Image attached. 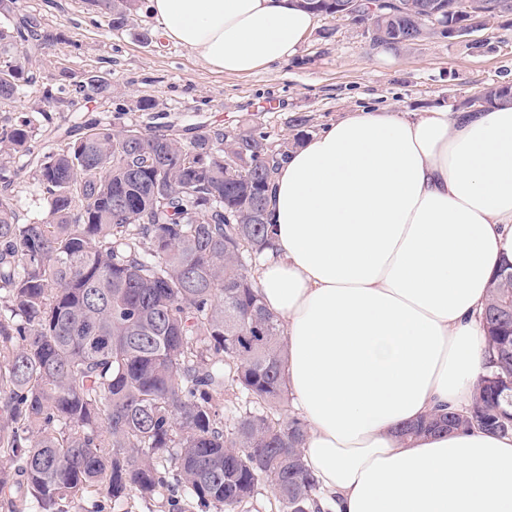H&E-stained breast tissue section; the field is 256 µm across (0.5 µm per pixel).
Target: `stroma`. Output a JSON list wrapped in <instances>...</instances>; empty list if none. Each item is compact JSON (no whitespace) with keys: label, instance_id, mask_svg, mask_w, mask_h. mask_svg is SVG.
Returning <instances> with one entry per match:
<instances>
[{"label":"stroma","instance_id":"1","mask_svg":"<svg viewBox=\"0 0 512 512\" xmlns=\"http://www.w3.org/2000/svg\"><path fill=\"white\" fill-rule=\"evenodd\" d=\"M18 5L56 36L41 55L25 61L39 82H56L63 72L76 82L94 72L114 88L111 99L80 100L76 111L47 117L31 109L37 96L32 86L14 104L1 106L0 126L29 112L36 133L32 145L40 152L59 147L61 132L90 117L144 130L181 131L198 123L222 127L228 135L258 129L276 148L296 134L293 121L299 117L306 119L304 131L311 137L355 108L453 111L485 87L512 84V17L489 29V46L479 52L453 39L428 37L408 50L385 53L345 19L320 15L295 56L235 76L212 70L190 50L165 40L144 0L120 31L112 30L88 0H18ZM146 97L157 101L155 110L137 109ZM14 204L23 224L41 221L48 208L29 175L16 179ZM165 470L168 485L153 497L134 493L114 503L93 492L70 512H172L184 493L175 482V464Z\"/></svg>","mask_w":512,"mask_h":512}]
</instances>
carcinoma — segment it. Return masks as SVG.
I'll list each match as a JSON object with an SVG mask.
<instances>
[{
  "mask_svg": "<svg viewBox=\"0 0 512 512\" xmlns=\"http://www.w3.org/2000/svg\"><path fill=\"white\" fill-rule=\"evenodd\" d=\"M137 0H88L121 30ZM391 16L366 20L375 46L408 49L424 37L450 38L457 0H396ZM340 0H299L337 15ZM417 4L444 8L429 28ZM0 46L36 54L53 35L17 0ZM36 83L21 66L0 79V104ZM43 84L34 112L74 102ZM87 101L112 96L84 83ZM481 106L512 105V85L488 87ZM79 139L47 154L31 145L32 120L0 127V158L33 171L48 212L20 224L0 194V494L9 512H67L103 490L117 503L166 486L163 462L177 465L185 494L217 512H238L270 488L280 512H312L318 483L305 467V424L287 413V344L261 303L253 260L270 246L268 157L277 149L250 130L227 135L199 125L142 131L97 120ZM235 157L227 168L224 159ZM487 372L465 414L450 411L402 427L426 433L480 428L512 434V263L494 276L484 312ZM245 410L224 421V394Z\"/></svg>",
  "mask_w": 512,
  "mask_h": 512,
  "instance_id": "1",
  "label": "carcinoma"
}]
</instances>
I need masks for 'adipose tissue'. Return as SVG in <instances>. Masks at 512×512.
<instances>
[{
	"label": "adipose tissue",
	"instance_id": "1",
	"mask_svg": "<svg viewBox=\"0 0 512 512\" xmlns=\"http://www.w3.org/2000/svg\"><path fill=\"white\" fill-rule=\"evenodd\" d=\"M148 7L229 75L287 60L314 23L293 0ZM267 221L256 281L287 339L321 512H512V436H396L468 408L487 371L488 286L512 260V106L346 113L281 164Z\"/></svg>",
	"mask_w": 512,
	"mask_h": 512
}]
</instances>
